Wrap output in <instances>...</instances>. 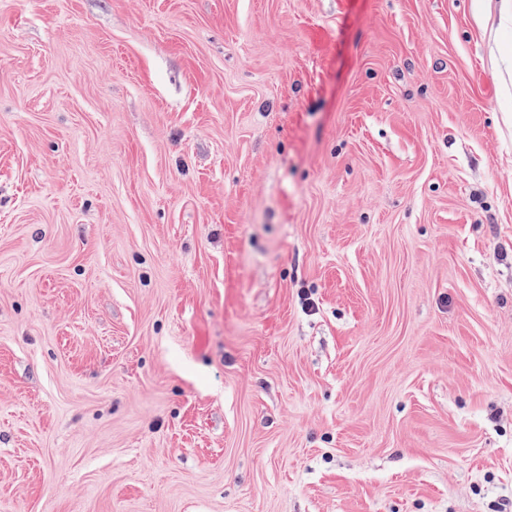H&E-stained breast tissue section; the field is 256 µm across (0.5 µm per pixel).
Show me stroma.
Instances as JSON below:
<instances>
[{"label": "stroma", "instance_id": "stroma-1", "mask_svg": "<svg viewBox=\"0 0 512 512\" xmlns=\"http://www.w3.org/2000/svg\"><path fill=\"white\" fill-rule=\"evenodd\" d=\"M500 9L0 0V512H512Z\"/></svg>", "mask_w": 512, "mask_h": 512}]
</instances>
